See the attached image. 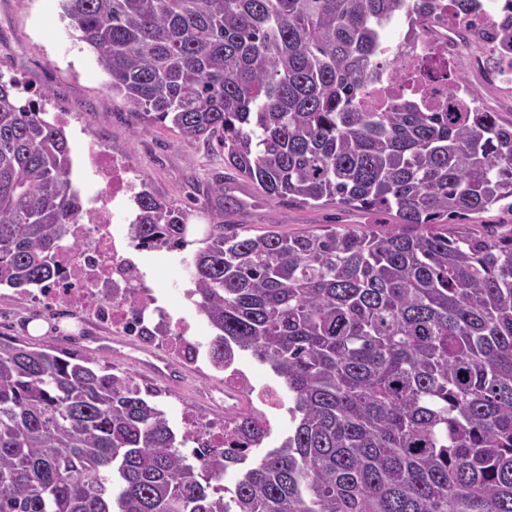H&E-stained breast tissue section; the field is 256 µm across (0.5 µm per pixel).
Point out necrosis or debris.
Returning <instances> with one entry per match:
<instances>
[{"label": "necrosis or debris", "mask_w": 512, "mask_h": 512, "mask_svg": "<svg viewBox=\"0 0 512 512\" xmlns=\"http://www.w3.org/2000/svg\"><path fill=\"white\" fill-rule=\"evenodd\" d=\"M510 17L512 0H478L470 11H449L441 25L443 35L440 38L412 43L387 37L384 42L386 55L411 59V68L415 71L436 65L440 76L419 92L420 103L440 111L467 112L474 108L470 92L462 86L449 84L451 69L465 48L462 37L470 33L494 37ZM87 157L103 187L93 194L91 206L74 226L81 249L62 255L59 274L51 287L41 292L40 301L59 313L67 312L71 307L89 311L96 322L112 327L129 341L159 347L168 360L185 366L195 365L199 358V343L191 334L188 323L170 321L160 331L152 326V307L157 298L144 272L127 252L129 217L124 204L134 198L138 189L129 176L128 160L97 140L90 142ZM130 292L137 296L142 314H135L127 306L125 296ZM243 397L267 416L283 406L277 391L256 387L246 371L230 363L224 367L223 422L201 427L190 415L184 424L200 430L211 448L236 447L235 415Z\"/></svg>", "instance_id": "4bbe7bcc"}]
</instances>
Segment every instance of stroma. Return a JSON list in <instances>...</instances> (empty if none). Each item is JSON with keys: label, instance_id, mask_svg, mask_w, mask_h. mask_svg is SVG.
<instances>
[{"label": "stroma", "instance_id": "35a3bbf8", "mask_svg": "<svg viewBox=\"0 0 512 512\" xmlns=\"http://www.w3.org/2000/svg\"><path fill=\"white\" fill-rule=\"evenodd\" d=\"M454 75L478 90L479 106L512 121V93L486 84L464 63ZM0 78L17 79L35 92L48 93L55 111L67 115L64 130L73 180L82 199H89L92 190L102 186L86 155L88 142L98 138L128 159L154 195L189 209L195 239L203 236L223 207L209 192L212 181L220 176L226 179L227 193L244 201L235 221L245 225L250 235L269 230L293 235L320 224L362 228L378 220L377 215L333 203L311 208L269 199L251 180L226 176L217 142L189 141L160 124L144 127L135 108L107 88L93 55L79 47L75 31L60 16L58 0H0ZM137 259L147 281L160 293L163 311L191 322L202 345H209L212 328L183 294L191 278L182 253L141 252ZM31 322L46 323L48 329L33 335L27 328ZM0 332L50 345L63 356L88 355L114 371L129 372L141 386L156 390L155 402L166 411L175 433H183L182 418L188 413L215 421L224 418V374L214 369L207 356H200L195 367L182 369L180 381H169L151 367L156 350L130 345L108 326L57 319L37 306L34 294L6 285L0 286Z\"/></svg>", "mask_w": 512, "mask_h": 512}]
</instances>
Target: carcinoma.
<instances>
[{
  "label": "carcinoma",
  "mask_w": 512,
  "mask_h": 512,
  "mask_svg": "<svg viewBox=\"0 0 512 512\" xmlns=\"http://www.w3.org/2000/svg\"><path fill=\"white\" fill-rule=\"evenodd\" d=\"M108 87L217 140L266 197L383 211L386 233L326 224L247 236L224 223L188 262L210 357L241 352L288 391V437L239 473L247 446L181 448L166 413L89 356L0 339V512H512V233L435 230L512 209V122L360 102L384 34L436 26L437 0H60ZM0 80V285L49 287L84 211L63 127ZM132 246L182 251L189 211L142 190Z\"/></svg>",
  "instance_id": "carcinoma-1"
}]
</instances>
